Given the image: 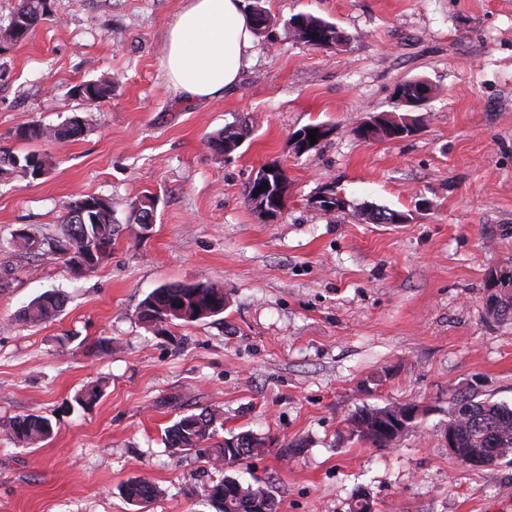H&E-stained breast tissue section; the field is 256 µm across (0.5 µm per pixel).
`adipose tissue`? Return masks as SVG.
<instances>
[{"label":"adipose tissue","mask_w":512,"mask_h":512,"mask_svg":"<svg viewBox=\"0 0 512 512\" xmlns=\"http://www.w3.org/2000/svg\"><path fill=\"white\" fill-rule=\"evenodd\" d=\"M165 42L168 81L190 101L223 97L255 54L244 0H185Z\"/></svg>","instance_id":"obj_1"}]
</instances>
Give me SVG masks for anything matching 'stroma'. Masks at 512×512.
Here are the masks:
<instances>
[{"mask_svg":"<svg viewBox=\"0 0 512 512\" xmlns=\"http://www.w3.org/2000/svg\"><path fill=\"white\" fill-rule=\"evenodd\" d=\"M262 4L272 23L217 100H185L164 75L163 35L183 0H50L28 41L0 47V150L52 162L41 178L0 180V426L34 414L53 427L31 445L0 429V512H215L208 489L227 474L265 481L278 512H351L363 491L376 512H512V455L477 469L446 447L457 396L512 407V321L484 309L489 271L512 266V0ZM297 14L334 22L344 43L295 41L284 24ZM100 78L111 99L72 97ZM419 78L434 92L417 132L354 135ZM75 114L85 132L66 145L14 136ZM311 122L332 132L295 154L289 135ZM241 123L250 133L233 153L206 148ZM273 162L288 197L269 222L243 190ZM326 186L345 211L311 205ZM83 195L109 199L119 227L94 273L14 247L22 227L58 235ZM148 197L142 240L129 217ZM371 205L409 220H359ZM197 283L223 289V314L166 336L138 321L156 288ZM54 288L66 295L56 318L19 321ZM95 384L99 399L77 406ZM405 402L422 412L395 444L350 435L357 411ZM205 408L221 414L219 437L252 432L263 453L227 469L170 454L166 428ZM134 477L161 496L129 504Z\"/></svg>","mask_w":512,"mask_h":512,"instance_id":"1","label":"stroma"}]
</instances>
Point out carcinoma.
I'll use <instances>...</instances> for the list:
<instances>
[{"instance_id": "carcinoma-1", "label": "carcinoma", "mask_w": 512, "mask_h": 512, "mask_svg": "<svg viewBox=\"0 0 512 512\" xmlns=\"http://www.w3.org/2000/svg\"><path fill=\"white\" fill-rule=\"evenodd\" d=\"M49 0H20L10 23L0 26V43L20 44L38 25L46 20L50 13ZM255 35H262L268 28L270 17L260 0L249 5ZM297 24L299 36L314 49H328L340 41V32L336 25L325 19L310 14H297L289 19ZM112 94V81L99 80L78 84L72 88V96L85 104L97 105ZM84 131V120L75 115L58 126L39 124L19 127L15 137L26 142H50L66 144L76 140ZM246 128L230 126L219 136L207 140V148L213 152L229 154L240 147ZM49 160L39 152L25 154L11 152L0 153V172L10 174L22 173L27 177L43 176L48 172ZM272 172L267 176V197L287 192L288 178L283 168L277 163H270ZM63 233L60 237H44L30 231L28 237L39 241L41 255H52L63 262H69L67 253L70 249H84L96 254V261L112 248L116 235V225L112 204L94 195L82 196L69 201L62 221ZM65 297L57 291L46 292L30 302L20 313V320L27 324H39L52 319L61 311ZM180 305L185 310L214 306V315L224 313V290L214 286L175 285L162 286L147 295L140 303L138 319L143 313L152 311L159 315L158 323L148 329L158 333L167 332L174 322H194V319L180 318L176 315L163 320L167 309ZM488 317L493 320L512 318V291L498 295L497 306ZM372 411L361 410L350 420L351 434L361 441L377 447L385 446L379 440L371 418ZM220 413L205 409L198 414L185 415L174 421L165 430L167 447L174 454L193 453L197 459L213 466H233L255 455L261 454L265 442L250 432L232 435L224 441L215 440L216 424ZM448 424L456 428L457 447L461 448V457L485 451L492 452L500 459L512 455V407L491 401H476L468 396L456 398L454 414ZM8 434L26 443H35L48 439L53 434L50 420L29 414L10 421ZM247 441V454L236 456L233 449L224 447L230 441ZM162 494V490L146 478H132L124 485V495L133 505L149 503ZM260 496L274 497L268 485L259 480L247 486L233 476H224L210 487V501L219 506L217 512H255V504Z\"/></svg>"}]
</instances>
